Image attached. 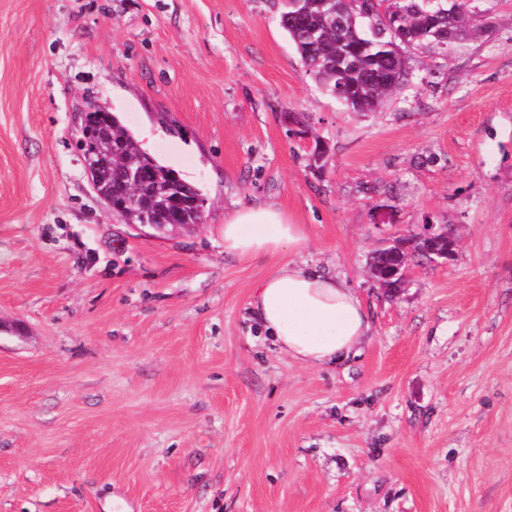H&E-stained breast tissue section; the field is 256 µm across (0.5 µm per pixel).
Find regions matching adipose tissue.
Wrapping results in <instances>:
<instances>
[{"label": "adipose tissue", "mask_w": 512, "mask_h": 512, "mask_svg": "<svg viewBox=\"0 0 512 512\" xmlns=\"http://www.w3.org/2000/svg\"><path fill=\"white\" fill-rule=\"evenodd\" d=\"M305 241L303 226L273 206H243L224 220L225 253L272 263L251 301L263 330L288 358L322 368L347 357L370 324L352 288L306 265L281 261L285 249H301Z\"/></svg>", "instance_id": "obj_1"}]
</instances>
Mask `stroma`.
<instances>
[{
  "mask_svg": "<svg viewBox=\"0 0 512 512\" xmlns=\"http://www.w3.org/2000/svg\"><path fill=\"white\" fill-rule=\"evenodd\" d=\"M474 5L492 30L407 49L411 85L353 112L278 0H0V512H512V0ZM90 104L203 224L149 239L107 210ZM247 205L357 293V354L312 368L266 336L269 266L224 251ZM425 224L453 256L380 288L374 253Z\"/></svg>",
  "mask_w": 512,
  "mask_h": 512,
  "instance_id": "35a3bbf8",
  "label": "stroma"
}]
</instances>
